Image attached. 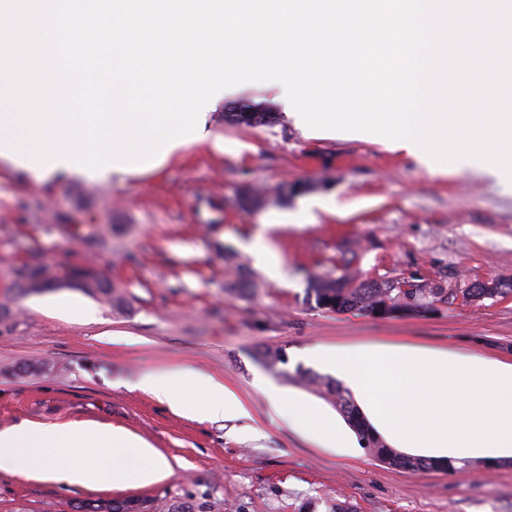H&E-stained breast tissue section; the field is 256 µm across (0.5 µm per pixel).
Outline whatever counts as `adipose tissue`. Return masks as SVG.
<instances>
[{"label": "adipose tissue", "mask_w": 512, "mask_h": 512, "mask_svg": "<svg viewBox=\"0 0 512 512\" xmlns=\"http://www.w3.org/2000/svg\"><path fill=\"white\" fill-rule=\"evenodd\" d=\"M309 355L351 391L365 422L389 447L457 467L512 461V362L408 341L317 345ZM137 387L184 416L248 414L235 392L188 366L146 372ZM260 389L319 447H357V433L343 417L272 382ZM0 470L107 490L151 486L173 472L169 459L141 437L83 421L0 430Z\"/></svg>", "instance_id": "ef3b65f1"}]
</instances>
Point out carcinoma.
<instances>
[{
  "instance_id": "obj_1",
  "label": "carcinoma",
  "mask_w": 512,
  "mask_h": 512,
  "mask_svg": "<svg viewBox=\"0 0 512 512\" xmlns=\"http://www.w3.org/2000/svg\"><path fill=\"white\" fill-rule=\"evenodd\" d=\"M242 112L224 113V121L234 125L248 127L271 126L276 120V113L268 109H257L242 105ZM87 214L78 204L71 203L70 211L58 215L59 228L69 233L81 226L87 228L84 236L92 247L103 246L105 237L118 230L116 224H92L86 220ZM226 261L234 264L238 279L229 284L232 290L248 291L258 288L246 266L228 256ZM355 257L345 256L336 260V269L323 274L308 275L306 300L318 309L332 312L356 311L369 315H388L397 310L421 311L428 309L434 302L447 303L458 296L470 302L493 299L512 293V282L498 283L494 288L484 287V283L472 282L463 288H445L437 284H417L410 290L390 287V281L361 280L358 271L353 269ZM69 275L81 284V289L103 298L116 310L129 308V300L117 284L111 281L95 264L83 261L68 266ZM57 275V267L41 262L26 263L10 273V287L19 288L24 280L40 282L51 287ZM302 379L316 385L321 394L330 399L341 414L356 430L363 448L377 460L391 466L411 470L432 469L434 465L422 459L402 455L387 447L383 442L369 433L356 416L353 400L336 381L329 376H320L300 372ZM112 512H194L187 502L179 504L163 503L157 499H121L112 501Z\"/></svg>"
}]
</instances>
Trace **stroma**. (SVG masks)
<instances>
[{"label":"stroma","mask_w":512,"mask_h":512,"mask_svg":"<svg viewBox=\"0 0 512 512\" xmlns=\"http://www.w3.org/2000/svg\"><path fill=\"white\" fill-rule=\"evenodd\" d=\"M277 85L229 91L210 112L209 139L186 148L160 173L124 183L61 177L38 184L0 163V429L75 421L120 427L146 439L173 463V475L147 488L64 487L0 471V512H76L94 500L150 498L190 502L194 512H512V463L406 471L360 451L316 448L289 428L258 389L266 379L311 399L319 392L295 377L313 370L315 344L409 341L461 346L512 357V294L455 300L385 316L328 312L305 300L307 276L355 253L361 278H413L446 287L512 281V183L480 176L481 161L462 159L427 171L403 150L345 133L309 138L284 115ZM278 112L272 126L231 125L226 106ZM234 144L222 151L221 142ZM288 186L286 197L276 187ZM270 193L246 212L244 187ZM94 191L100 222L122 225L107 247L56 225L73 194ZM326 209L302 226L308 200ZM293 219L270 236L284 277L270 278L247 245L267 215ZM236 252L260 283L249 298L226 291L224 260ZM47 264L93 260L131 298L118 312L94 298L98 321L72 323L43 309L50 291L8 289L17 260ZM112 330L130 341H107ZM282 349L284 368L261 350ZM190 366L224 382L246 404V418L207 420L175 413L136 390L145 372Z\"/></svg>","instance_id":"35a3bbf8"}]
</instances>
